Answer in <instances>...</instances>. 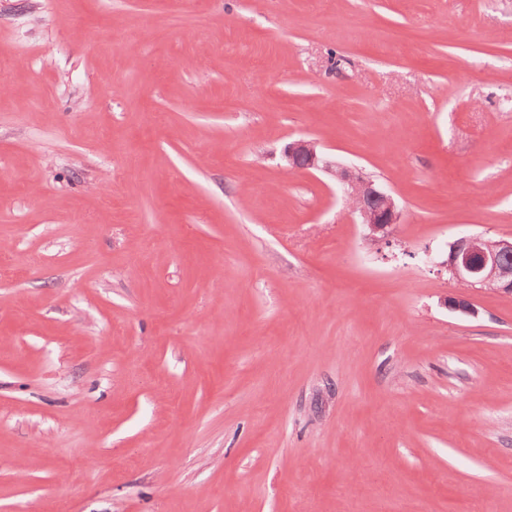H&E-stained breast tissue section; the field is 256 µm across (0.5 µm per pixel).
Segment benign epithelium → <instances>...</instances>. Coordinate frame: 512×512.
<instances>
[{
  "label": "benign epithelium",
  "instance_id": "benign-epithelium-1",
  "mask_svg": "<svg viewBox=\"0 0 512 512\" xmlns=\"http://www.w3.org/2000/svg\"><path fill=\"white\" fill-rule=\"evenodd\" d=\"M282 156L293 171L332 174L343 196L352 203L354 223L363 226L364 240L373 244L389 242L401 212L383 186L358 168L329 160L313 140L288 142ZM441 266L459 285L512 295V237L491 242L482 234L461 236L448 244L447 258Z\"/></svg>",
  "mask_w": 512,
  "mask_h": 512
}]
</instances>
